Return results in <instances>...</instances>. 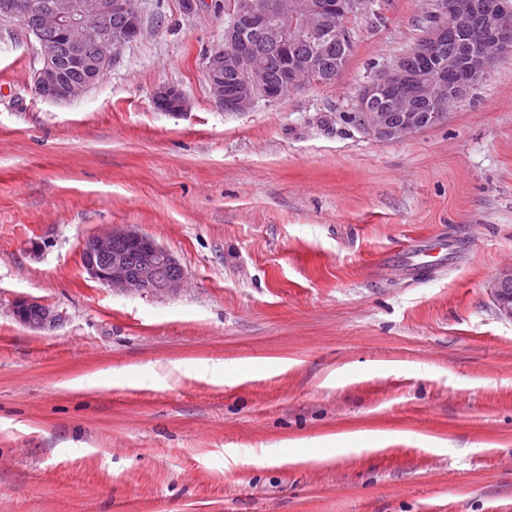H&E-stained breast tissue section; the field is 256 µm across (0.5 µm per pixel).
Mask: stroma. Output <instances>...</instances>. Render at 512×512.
<instances>
[{"label":"stroma","instance_id":"35a3bbf8","mask_svg":"<svg viewBox=\"0 0 512 512\" xmlns=\"http://www.w3.org/2000/svg\"><path fill=\"white\" fill-rule=\"evenodd\" d=\"M139 7L66 103L0 21V512H512V56L381 142L337 116L428 0H378L335 84L247 112L205 77L224 0ZM165 84L188 112L155 106ZM115 224L185 288L91 279L84 243ZM22 299L60 321L21 325Z\"/></svg>","mask_w":512,"mask_h":512}]
</instances>
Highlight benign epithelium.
Listing matches in <instances>:
<instances>
[{"label":"benign epithelium","mask_w":512,"mask_h":512,"mask_svg":"<svg viewBox=\"0 0 512 512\" xmlns=\"http://www.w3.org/2000/svg\"><path fill=\"white\" fill-rule=\"evenodd\" d=\"M24 7L42 10L45 25L64 31L76 47L74 60L84 67L87 63L77 47L88 37L96 38L99 60L109 65L126 43L138 39L143 32L138 0H55L52 4L35 0L21 4L15 0L8 10L15 15ZM114 12L130 19L129 27L117 34L110 29ZM291 13L300 20L304 33L319 40L337 22L341 6L336 0L315 4L291 0ZM430 14L435 20L429 23L422 38L358 88L355 110L367 115L360 128L365 136L378 141L402 140L447 120L449 107L466 99L484 81L498 55L512 52V12L500 0H432ZM236 16L248 19L251 31L274 39L269 12L256 0H238ZM224 42L228 49L213 52L205 61L206 79L215 102L226 112H247L260 99H275L277 90L265 83L261 71L251 62L250 40L236 23L225 28ZM319 52L317 48L305 58L285 57L288 84L304 85ZM233 71L238 84L230 88L224 84V75ZM34 89L58 103L74 100L86 91L82 85L59 81L58 58L48 47L41 49ZM426 92L436 103V111H413L408 103ZM154 101L169 112L182 113L188 109L185 94L173 85L157 88ZM386 112L398 113L395 124H387ZM119 241L136 247L140 257L137 266H130L124 253L112 250V244ZM82 253L83 266L91 278L113 290L163 295L175 293L183 286L182 275L162 276L165 268H180L177 260L154 239L128 226L89 238ZM28 307L39 312L43 328L60 320V315L49 306L23 299L16 303L14 315L25 326L28 321L23 311Z\"/></svg>","instance_id":"benign-epithelium-1"}]
</instances>
